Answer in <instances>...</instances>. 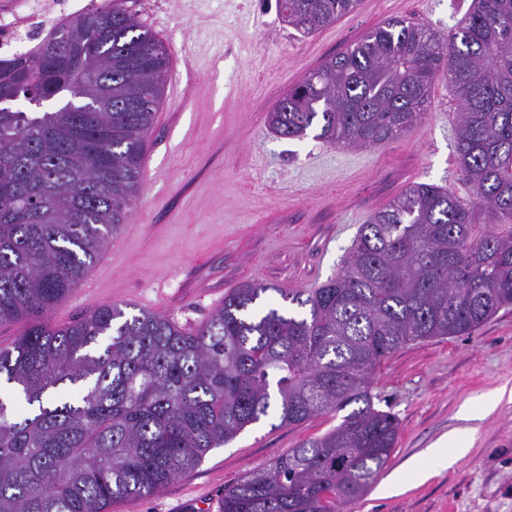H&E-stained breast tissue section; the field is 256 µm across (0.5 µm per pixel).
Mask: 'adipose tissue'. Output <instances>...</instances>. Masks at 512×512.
Here are the masks:
<instances>
[{"instance_id": "1", "label": "adipose tissue", "mask_w": 512, "mask_h": 512, "mask_svg": "<svg viewBox=\"0 0 512 512\" xmlns=\"http://www.w3.org/2000/svg\"><path fill=\"white\" fill-rule=\"evenodd\" d=\"M502 394L481 398L479 401L465 404L459 413L461 427L440 437L422 457L413 460L408 469L419 480L430 479L437 474L438 468L451 466L464 456L472 445L475 428L474 421L484 418L495 410L502 401Z\"/></svg>"}]
</instances>
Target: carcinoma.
Listing matches in <instances>:
<instances>
[{
  "label": "carcinoma",
  "mask_w": 512,
  "mask_h": 512,
  "mask_svg": "<svg viewBox=\"0 0 512 512\" xmlns=\"http://www.w3.org/2000/svg\"><path fill=\"white\" fill-rule=\"evenodd\" d=\"M61 19L49 39L0 58V512H109L149 496L272 410L296 425L348 410L224 487L222 512H338L388 464L398 421L370 377L411 342L464 336L512 306V0H472L444 38L389 19L323 61L268 113L282 138L367 148L427 114L443 73L459 102L456 156L473 193L414 183L376 211L340 273L275 289L297 314L257 310L250 283L194 331L106 304L67 326L50 311L118 234L171 55L127 6ZM359 0H276L310 34Z\"/></svg>",
  "instance_id": "carcinoma-1"
}]
</instances>
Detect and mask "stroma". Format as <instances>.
<instances>
[{
    "label": "stroma",
    "instance_id": "stroma-1",
    "mask_svg": "<svg viewBox=\"0 0 512 512\" xmlns=\"http://www.w3.org/2000/svg\"><path fill=\"white\" fill-rule=\"evenodd\" d=\"M472 0H361L356 11L312 34L283 23L276 0H133L138 22L189 71L179 97L164 95L144 157V181L109 265L94 287L76 288L49 314L62 326L126 302L192 331L249 282L316 288L333 278L361 224L413 183L469 198L454 142L458 102L437 77L425 118L374 147L332 146L308 130L274 135L266 116L326 58L394 16L440 34L456 29ZM512 388V307L467 336L409 343L374 372L376 409L399 422L387 467L344 512H512V403L478 421L469 452L416 483L404 468L458 427L468 400ZM342 420L329 413L298 425L272 415L248 426L155 494L115 502L111 512H219L224 488ZM403 489L384 494L389 481Z\"/></svg>",
    "mask_w": 512,
    "mask_h": 512
}]
</instances>
